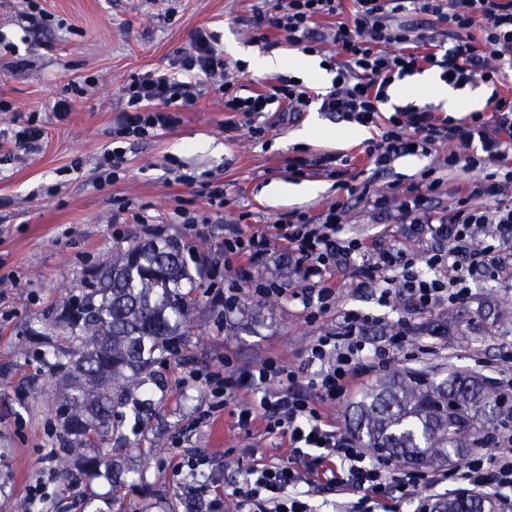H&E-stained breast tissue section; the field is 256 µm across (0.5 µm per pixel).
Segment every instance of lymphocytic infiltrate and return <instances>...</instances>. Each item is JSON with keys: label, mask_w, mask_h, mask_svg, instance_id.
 <instances>
[{"label": "lymphocytic infiltrate", "mask_w": 512, "mask_h": 512, "mask_svg": "<svg viewBox=\"0 0 512 512\" xmlns=\"http://www.w3.org/2000/svg\"><path fill=\"white\" fill-rule=\"evenodd\" d=\"M336 17L324 57L334 78L328 90L303 85L280 74L267 90L241 94L235 77L243 64L225 58L217 32L197 29L187 49L163 69L132 75L121 88L123 106L114 136L142 140L169 129L175 112L194 107L207 89L221 92L230 112L227 129L237 117L264 112L299 115L318 108L361 126H374L365 155L375 172L418 150L438 154L435 166L420 183L393 194L375 188L372 179L352 185L332 157H296L295 175L311 168L336 179L339 187L358 193L372 210L397 207L413 236L436 242L432 251L408 253L402 245L371 251L364 240L344 232L340 203L322 213L297 214L289 223L269 230L237 226L224 237L227 253L257 260L272 249L287 250L295 273L304 283L293 290L307 322L335 313L337 324L309 344L304 363L311 378L276 356L241 366L225 359L222 367L185 371L183 384H202L206 403L197 424H209L233 408L236 427L254 441L278 435L287 440L286 462L254 461L245 487L236 489L235 512H313L311 495L330 487L343 496V512H399L402 503L417 501L425 512L428 498L460 489L512 503V428L491 434L486 444L460 464L425 472L395 466L364 448L327 417L329 408L347 398L362 376L408 356L418 339L415 317L441 305L467 303L474 275L493 279L512 265L498 242L512 240V91L503 85L512 75V0H276L254 7L247 19L255 42L275 49L288 45L306 53L321 51L318 18ZM445 28L448 40L435 28ZM425 68L455 88L491 86L482 111L461 119L440 116L431 106L388 107V90ZM462 176L451 190L453 203L434 209L432 196L442 185V172ZM362 256L359 287L372 290L379 304L398 302L405 316L389 336L374 340L367 330L371 314L341 311L336 290L326 278L333 267ZM172 471L206 473L202 490L208 512H224V470L190 439L177 441Z\"/></svg>", "instance_id": "1"}]
</instances>
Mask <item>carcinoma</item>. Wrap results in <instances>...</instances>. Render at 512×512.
Wrapping results in <instances>:
<instances>
[{"label": "carcinoma", "instance_id": "carcinoma-1", "mask_svg": "<svg viewBox=\"0 0 512 512\" xmlns=\"http://www.w3.org/2000/svg\"><path fill=\"white\" fill-rule=\"evenodd\" d=\"M90 291L71 297L54 321L59 336L40 335V363L59 377L55 403L61 440H79L84 452L64 448L57 456L63 491L75 474L87 480L84 507L95 505V479L123 489L122 469L106 444L121 434L125 408L138 424L152 415L150 400L136 393L148 382L163 387L154 366L186 359L188 338L201 304L199 285L177 246L149 240L112 249V259L92 273ZM505 406L490 381L457 376L436 381L422 372L394 371L366 389L355 406L353 432L367 448L399 466L431 469L453 455L471 452L502 423ZM432 512H505L475 493L439 500Z\"/></svg>", "mask_w": 512, "mask_h": 512}]
</instances>
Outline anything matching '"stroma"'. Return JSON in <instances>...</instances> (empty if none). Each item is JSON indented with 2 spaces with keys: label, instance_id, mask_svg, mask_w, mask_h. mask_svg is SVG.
I'll return each mask as SVG.
<instances>
[{
  "label": "stroma",
  "instance_id": "stroma-1",
  "mask_svg": "<svg viewBox=\"0 0 512 512\" xmlns=\"http://www.w3.org/2000/svg\"><path fill=\"white\" fill-rule=\"evenodd\" d=\"M47 18L22 31L19 14L25 0H0V31L17 44V53L0 55V99L12 109L0 112V512H15L25 489L39 473L40 451L58 447L62 425L57 417L56 379L28 356L31 332H47L46 315L60 310L85 288L93 268L103 266L118 244L152 237L172 240L190 271L203 286H223L225 276H243L248 283L287 284L293 265L275 252L248 262L224 251L228 224H284L289 215H315L333 202L346 209L344 231L383 250L402 239L420 253L429 240L407 234L397 210L379 213L337 188L317 171L293 175L289 162L332 155L345 159L353 172L368 170L365 143L345 139L348 122L325 112L297 117L267 116L265 143L253 141L248 124L225 130L220 93L208 90L190 111L177 113L176 123L154 138L123 142L126 163L119 178L107 182L97 165L112 146V123L120 105L119 89L131 75L166 66L188 48L199 28L218 32L253 52L262 45L251 39L244 23L264 0H39ZM68 96L72 108L64 119L51 112L52 102ZM32 120L44 131L35 150L25 153L10 140L14 118ZM318 120L328 136L316 142L296 134ZM434 157L421 154L397 159L376 176V188H405L419 182ZM190 174L194 184L178 180ZM318 185L303 201L273 202L279 185ZM222 185L223 208L209 204L202 184ZM195 216L194 228L181 224L179 212ZM362 259L328 276L338 289L343 309L370 311L380 318L374 338L389 334L402 315L400 307H381L369 293L357 290ZM473 299L417 318L423 352L396 364L403 371H422L436 380L457 373L494 380L512 377V363L500 357L512 345V269L499 279H478ZM335 315L309 324L302 307L290 296L262 298L244 294L228 312L203 294L196 326L189 339L187 364L159 366L165 389L156 393L160 412L140 447L123 451V467L143 470L144 480L125 488L113 501L111 485L96 489L105 512H204L197 483L175 481L168 464L174 440L191 435L195 447L222 457L224 490L242 485L236 459L226 448H245L251 441L223 413L207 426L192 422L206 399L201 385L183 387L180 371L189 365L207 370L232 358L241 365L270 355L300 366L302 354L322 329L333 327ZM447 327L444 339L432 337L435 325Z\"/></svg>",
  "mask_w": 512,
  "mask_h": 512
}]
</instances>
